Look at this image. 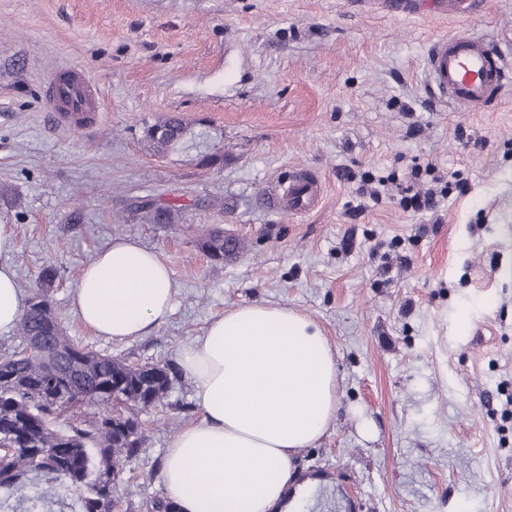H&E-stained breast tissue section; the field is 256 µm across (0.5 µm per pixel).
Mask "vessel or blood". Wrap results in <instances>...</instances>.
I'll return each instance as SVG.
<instances>
[{
    "instance_id": "b4317fda",
    "label": "vessel or blood",
    "mask_w": 512,
    "mask_h": 512,
    "mask_svg": "<svg viewBox=\"0 0 512 512\" xmlns=\"http://www.w3.org/2000/svg\"><path fill=\"white\" fill-rule=\"evenodd\" d=\"M428 88L467 111L491 107L512 82V70L503 56L470 32L436 38L427 50ZM48 110L55 124L85 130L100 119L92 83L77 67L60 69L48 85ZM320 196L317 179L301 175L289 184L285 203L289 210H311Z\"/></svg>"
}]
</instances>
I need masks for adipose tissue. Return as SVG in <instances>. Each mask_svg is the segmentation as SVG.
<instances>
[{
	"instance_id": "1",
	"label": "adipose tissue",
	"mask_w": 512,
	"mask_h": 512,
	"mask_svg": "<svg viewBox=\"0 0 512 512\" xmlns=\"http://www.w3.org/2000/svg\"><path fill=\"white\" fill-rule=\"evenodd\" d=\"M0 224V335L21 318L25 294ZM176 288L159 254L117 237L81 270L72 304L94 334L125 341L169 318ZM199 412L175 436L162 480L178 512H277L295 457L336 416V358L320 325L285 306L253 303L212 319L183 348Z\"/></svg>"
}]
</instances>
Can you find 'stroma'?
<instances>
[{"label": "stroma", "instance_id": "stroma-1", "mask_svg": "<svg viewBox=\"0 0 512 512\" xmlns=\"http://www.w3.org/2000/svg\"><path fill=\"white\" fill-rule=\"evenodd\" d=\"M433 0L391 13L381 0H0V224L23 289L48 264L53 300L77 343L134 364L179 367L224 311L254 302L312 317L336 356L338 410L297 454L291 512H512V94L468 112L432 97L428 45L468 30L512 64V0L468 14ZM94 83L101 119L55 127L44 85L58 65ZM188 124L158 155L146 129ZM215 157H208L209 145ZM423 174L464 187L431 211L381 201L361 175ZM306 172L307 212L269 190ZM150 200L176 223L145 224ZM241 244L209 257L202 232ZM157 252L174 312L153 334L112 342L80 323L71 293L112 238ZM186 375L143 411L144 442L116 512L162 499L164 456L197 420Z\"/></svg>", "mask_w": 512, "mask_h": 512}]
</instances>
